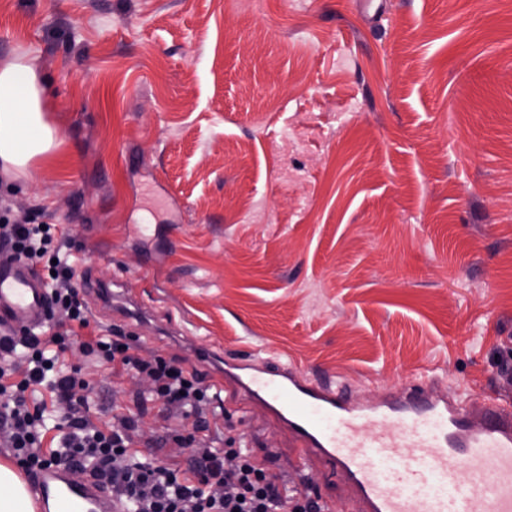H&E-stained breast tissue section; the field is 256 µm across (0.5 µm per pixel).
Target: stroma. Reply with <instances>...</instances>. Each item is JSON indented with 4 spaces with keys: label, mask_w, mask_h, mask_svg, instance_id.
Here are the masks:
<instances>
[{
    "label": "stroma",
    "mask_w": 512,
    "mask_h": 512,
    "mask_svg": "<svg viewBox=\"0 0 512 512\" xmlns=\"http://www.w3.org/2000/svg\"><path fill=\"white\" fill-rule=\"evenodd\" d=\"M20 60L61 139L0 201L77 245L79 340L121 329L208 385L262 348L364 402L425 372L477 411L512 380V0H0ZM71 360L93 414L147 401L144 455L186 457L148 381ZM221 398L210 425L297 482L287 430Z\"/></svg>",
    "instance_id": "1"
}]
</instances>
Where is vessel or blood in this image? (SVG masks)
<instances>
[{"mask_svg": "<svg viewBox=\"0 0 512 512\" xmlns=\"http://www.w3.org/2000/svg\"><path fill=\"white\" fill-rule=\"evenodd\" d=\"M48 293L26 262L0 258V330L39 327ZM241 397L283 424L297 448L292 468L312 462L342 472L358 512H512V404L487 397L481 424L467 398L425 380L360 403L342 376L316 378L259 352L224 363ZM39 512H113L99 484L66 469L34 481Z\"/></svg>", "mask_w": 512, "mask_h": 512, "instance_id": "vessel-or-blood-1", "label": "vessel or blood"}]
</instances>
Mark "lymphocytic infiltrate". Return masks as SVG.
Wrapping results in <instances>:
<instances>
[{"mask_svg":"<svg viewBox=\"0 0 512 512\" xmlns=\"http://www.w3.org/2000/svg\"><path fill=\"white\" fill-rule=\"evenodd\" d=\"M68 238H55L37 221L10 222L0 215V254L42 265L50 312L65 315L48 337L26 332L0 338V421L9 446L27 475L64 468L105 486L122 512H323L308 484L289 487L273 472L272 459L255 458L240 436L211 430L207 415L217 398L196 373L163 357L146 361L131 352V339L84 341V356L111 365L113 374L135 373L151 380L152 402L162 414H179L174 440L187 448L180 462L144 456L137 438L139 414L113 407L111 420H93L87 391L91 383L65 353L76 328L88 327V309L74 284L76 271L67 253ZM63 410L65 432L56 447L44 448V415Z\"/></svg>","mask_w":512,"mask_h":512,"instance_id":"f902f5d3","label":"lymphocytic infiltrate"}]
</instances>
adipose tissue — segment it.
I'll return each mask as SVG.
<instances>
[{
	"mask_svg": "<svg viewBox=\"0 0 512 512\" xmlns=\"http://www.w3.org/2000/svg\"><path fill=\"white\" fill-rule=\"evenodd\" d=\"M45 86L30 63L0 69V168L27 173L31 162L57 145L58 133L42 112ZM0 512H34L27 482L0 464Z\"/></svg>",
	"mask_w": 512,
	"mask_h": 512,
	"instance_id": "adipose-tissue-1",
	"label": "adipose tissue"
}]
</instances>
